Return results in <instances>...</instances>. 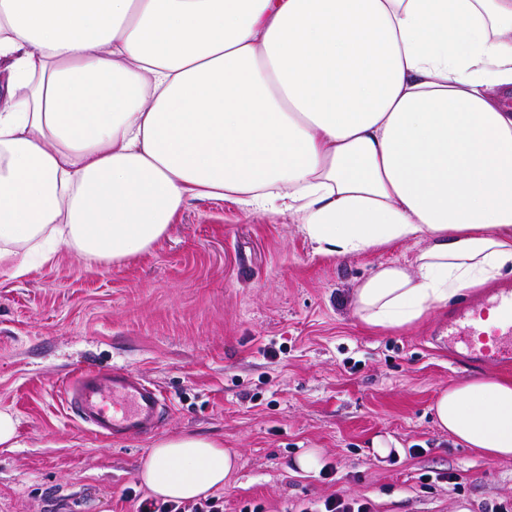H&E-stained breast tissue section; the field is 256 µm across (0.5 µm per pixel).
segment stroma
<instances>
[{
    "label": "stroma",
    "instance_id": "35a3bbf8",
    "mask_svg": "<svg viewBox=\"0 0 512 512\" xmlns=\"http://www.w3.org/2000/svg\"><path fill=\"white\" fill-rule=\"evenodd\" d=\"M298 216L194 199L149 251L89 266L66 245L14 277L0 269V409L17 422L0 447V512H130L153 443L78 426L58 388L80 369L123 366L169 398L159 437L223 441L238 469L224 512H302L336 494L373 512H506L512 460L453 444L431 407L448 385L512 379L471 366L442 335L448 309L414 325L364 327L352 291L414 241L356 256L314 252ZM401 452L375 457V438ZM316 451L304 473L297 457Z\"/></svg>",
    "mask_w": 512,
    "mask_h": 512
}]
</instances>
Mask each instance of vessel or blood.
<instances>
[{"mask_svg": "<svg viewBox=\"0 0 512 512\" xmlns=\"http://www.w3.org/2000/svg\"><path fill=\"white\" fill-rule=\"evenodd\" d=\"M448 333L464 339L467 359L478 364L512 361V285L462 300L448 312ZM67 412L94 434L135 441L158 431L167 401L152 383L127 370L87 368L67 378Z\"/></svg>", "mask_w": 512, "mask_h": 512, "instance_id": "vessel-or-blood-1", "label": "vessel or blood"}]
</instances>
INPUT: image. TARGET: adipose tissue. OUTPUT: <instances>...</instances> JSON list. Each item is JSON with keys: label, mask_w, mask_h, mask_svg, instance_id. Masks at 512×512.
I'll return each instance as SVG.
<instances>
[{"label": "adipose tissue", "mask_w": 512, "mask_h": 512, "mask_svg": "<svg viewBox=\"0 0 512 512\" xmlns=\"http://www.w3.org/2000/svg\"><path fill=\"white\" fill-rule=\"evenodd\" d=\"M512 0H0V268L65 244L120 264L189 200L299 214L322 255L419 241L353 292L371 330L512 273ZM512 459V380L434 402ZM223 442L156 441L165 501L222 491Z\"/></svg>", "instance_id": "1"}]
</instances>
